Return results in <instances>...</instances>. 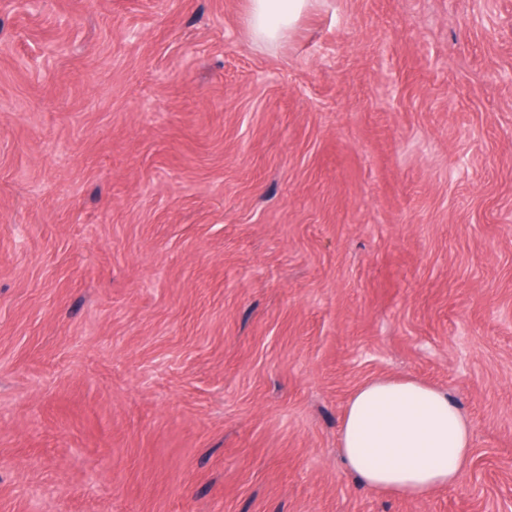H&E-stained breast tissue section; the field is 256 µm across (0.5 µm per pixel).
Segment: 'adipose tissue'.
<instances>
[{
    "instance_id": "1",
    "label": "adipose tissue",
    "mask_w": 512,
    "mask_h": 512,
    "mask_svg": "<svg viewBox=\"0 0 512 512\" xmlns=\"http://www.w3.org/2000/svg\"><path fill=\"white\" fill-rule=\"evenodd\" d=\"M312 0H249L247 22L274 41ZM339 448L348 470L373 491L420 500L454 485L471 455L470 427L446 391L412 379L382 378L349 398Z\"/></svg>"
}]
</instances>
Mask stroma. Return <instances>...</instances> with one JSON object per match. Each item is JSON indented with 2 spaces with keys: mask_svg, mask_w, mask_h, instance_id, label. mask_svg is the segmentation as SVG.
I'll return each instance as SVG.
<instances>
[{
  "mask_svg": "<svg viewBox=\"0 0 512 512\" xmlns=\"http://www.w3.org/2000/svg\"><path fill=\"white\" fill-rule=\"evenodd\" d=\"M248 7L0 0V512H512V0ZM382 376L428 499L341 462ZM311 0H250L247 22L258 38L274 41L311 7ZM339 448L364 486L425 499L454 485L471 455L468 422L446 391L412 379L382 378L349 398Z\"/></svg>",
  "mask_w": 512,
  "mask_h": 512,
  "instance_id": "obj_1",
  "label": "stroma"
}]
</instances>
